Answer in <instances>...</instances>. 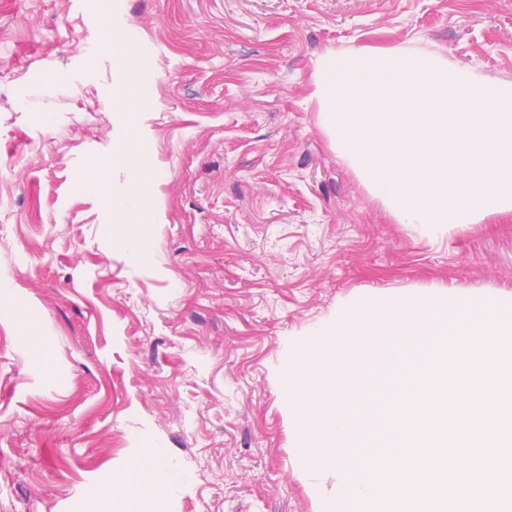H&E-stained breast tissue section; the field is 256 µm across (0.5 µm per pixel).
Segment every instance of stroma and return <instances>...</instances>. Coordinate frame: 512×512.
<instances>
[{"mask_svg":"<svg viewBox=\"0 0 512 512\" xmlns=\"http://www.w3.org/2000/svg\"><path fill=\"white\" fill-rule=\"evenodd\" d=\"M115 6L152 59L138 264L81 180L121 131L83 61ZM400 46L512 84V0H0V512H320L293 347L371 291H512V216L398 223L321 124L326 57ZM154 445L181 486L105 496Z\"/></svg>","mask_w":512,"mask_h":512,"instance_id":"obj_1","label":"stroma"}]
</instances>
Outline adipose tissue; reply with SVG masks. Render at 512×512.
Listing matches in <instances>:
<instances>
[{
	"label": "adipose tissue",
	"mask_w": 512,
	"mask_h": 512,
	"mask_svg": "<svg viewBox=\"0 0 512 512\" xmlns=\"http://www.w3.org/2000/svg\"><path fill=\"white\" fill-rule=\"evenodd\" d=\"M94 31L96 42L85 54L87 63L105 58L112 63V87L106 97L113 111L122 113L120 141L109 155L88 165L83 171L86 188L96 194L111 212L112 221L129 228L125 249L131 262L138 263L149 257L152 246L143 239L139 229L159 221V215L147 203V195L156 179L151 166L141 156V145L147 136L145 117L138 106L143 89L139 75L150 66L149 55L139 48L130 25L120 13H92L86 19ZM122 170L126 176V191L115 196L109 193L112 170ZM183 481L181 474L169 464L162 447L145 448L140 462L129 482L118 486L105 484L109 496L153 498L175 490Z\"/></svg>",
	"instance_id": "ef3b65f1"
}]
</instances>
